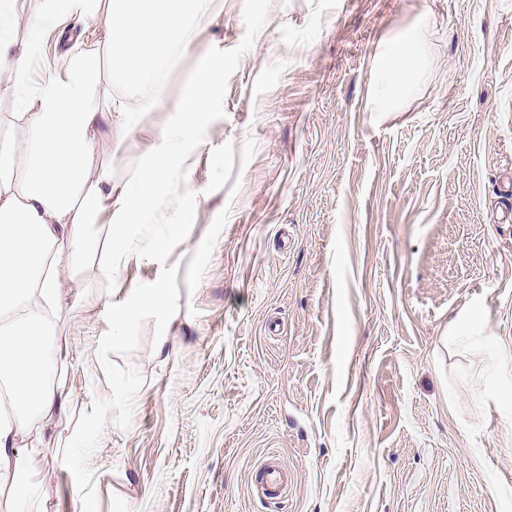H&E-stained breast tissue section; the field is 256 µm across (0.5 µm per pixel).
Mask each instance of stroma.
<instances>
[{
    "label": "stroma",
    "instance_id": "stroma-1",
    "mask_svg": "<svg viewBox=\"0 0 512 512\" xmlns=\"http://www.w3.org/2000/svg\"><path fill=\"white\" fill-rule=\"evenodd\" d=\"M429 15L425 80L373 111L376 52ZM107 18L48 37L32 86L99 50L101 104L139 110L92 165L120 188L204 62L224 72L187 167L197 208L165 344L113 355L144 384L91 456L98 512H512V400L448 323L512 348V0H221L157 85L115 74ZM155 99L149 110L144 100ZM97 305L57 320L69 405L31 478L80 512L61 451L111 389ZM291 474L261 499L254 468Z\"/></svg>",
    "mask_w": 512,
    "mask_h": 512
}]
</instances>
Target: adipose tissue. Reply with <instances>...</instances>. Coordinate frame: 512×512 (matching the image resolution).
Instances as JSON below:
<instances>
[{"label": "adipose tissue", "instance_id": "adipose-tissue-1", "mask_svg": "<svg viewBox=\"0 0 512 512\" xmlns=\"http://www.w3.org/2000/svg\"><path fill=\"white\" fill-rule=\"evenodd\" d=\"M102 7L113 67L146 85L175 50L193 42L216 0H43L34 15L22 14L17 0H0V77L10 82L22 110L21 134L0 142V486L15 490L9 512H43L44 492L30 480L19 443L26 437L43 443L45 428L69 398L58 383L67 354L54 340L66 273L100 245L114 254L129 251L132 227L152 223L155 200L210 125L223 90L222 70L200 66L158 148L113 192L111 167L90 169L88 159L100 126L119 144L135 115L102 111L92 96L97 49L68 56L64 76L38 90L29 84L45 36L58 20L92 18ZM21 29L26 36L20 40ZM431 38L424 21L377 54L368 77L375 111H387L424 77ZM108 200L117 217L104 224L100 216Z\"/></svg>", "mask_w": 512, "mask_h": 512}]
</instances>
